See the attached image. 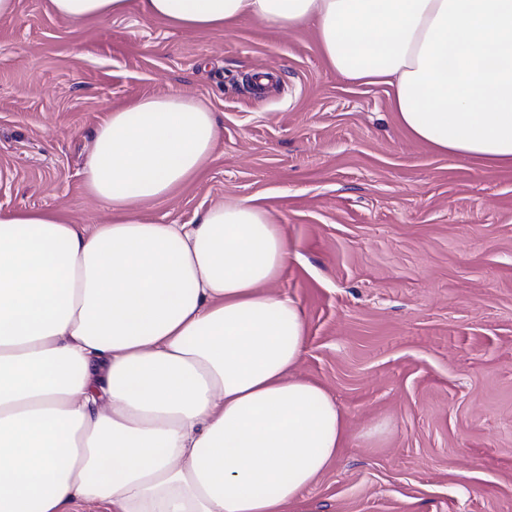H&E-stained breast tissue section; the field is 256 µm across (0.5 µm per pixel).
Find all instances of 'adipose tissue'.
<instances>
[{
  "label": "adipose tissue",
  "mask_w": 512,
  "mask_h": 512,
  "mask_svg": "<svg viewBox=\"0 0 512 512\" xmlns=\"http://www.w3.org/2000/svg\"><path fill=\"white\" fill-rule=\"evenodd\" d=\"M50 4L80 23L128 0ZM145 4L188 30L314 25L328 65L388 86L415 140L512 169V0ZM216 135L191 97L135 100L82 169L115 221L0 211V512H293L339 458L346 414L299 374L305 317L275 290L282 225L245 200L191 224L131 213L203 173Z\"/></svg>",
  "instance_id": "adipose-tissue-1"
}]
</instances>
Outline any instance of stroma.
I'll return each mask as SVG.
<instances>
[{"mask_svg":"<svg viewBox=\"0 0 512 512\" xmlns=\"http://www.w3.org/2000/svg\"><path fill=\"white\" fill-rule=\"evenodd\" d=\"M178 91L216 115L203 174L138 214L186 224L248 199L283 225L277 292L307 323L298 372L344 410V451L297 512H512V169L411 138L313 26L0 18V209L111 213L81 171L109 109ZM380 425L382 434L365 437Z\"/></svg>","mask_w":512,"mask_h":512,"instance_id":"35a3bbf8","label":"stroma"}]
</instances>
